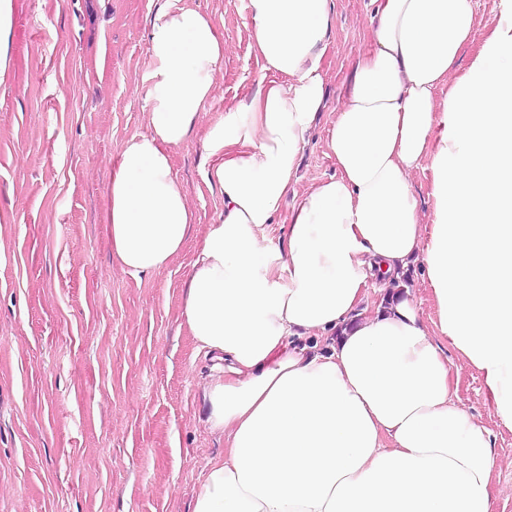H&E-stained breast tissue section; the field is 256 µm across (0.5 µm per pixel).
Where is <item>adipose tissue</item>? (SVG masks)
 <instances>
[{
	"label": "adipose tissue",
	"mask_w": 512,
	"mask_h": 512,
	"mask_svg": "<svg viewBox=\"0 0 512 512\" xmlns=\"http://www.w3.org/2000/svg\"><path fill=\"white\" fill-rule=\"evenodd\" d=\"M371 50L346 78L327 148L338 176L297 202L268 244L301 145L324 107L332 0H248L257 89L209 129L224 192L191 267L181 318L216 370L205 393L222 459L193 512H494L492 435L460 405L449 354L481 374L512 429V0L458 74L472 0H374ZM224 62L213 20L156 13L148 131L112 170V260L167 267L193 220L169 150L192 133ZM435 200L421 223L412 176ZM422 261L436 306L409 297L359 316ZM328 340L329 353L316 348Z\"/></svg>",
	"instance_id": "ef3b65f1"
}]
</instances>
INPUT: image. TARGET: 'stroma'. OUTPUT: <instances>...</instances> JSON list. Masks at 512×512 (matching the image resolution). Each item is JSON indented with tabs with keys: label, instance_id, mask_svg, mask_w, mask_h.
I'll list each match as a JSON object with an SVG mask.
<instances>
[{
	"label": "stroma",
	"instance_id": "stroma-1",
	"mask_svg": "<svg viewBox=\"0 0 512 512\" xmlns=\"http://www.w3.org/2000/svg\"><path fill=\"white\" fill-rule=\"evenodd\" d=\"M321 65L326 107L268 232L287 245L301 195L337 176L327 140L341 85L371 48V0H333ZM210 16L224 65L189 138L170 150L194 214L186 244L160 271L112 263L108 186L125 141L148 130L152 21L163 8ZM247 0H12L0 84V512H192L224 454L204 388L212 363L180 317L188 275L224 194L203 147L212 123L256 90ZM456 393L512 459L475 369L451 358Z\"/></svg>",
	"mask_w": 512,
	"mask_h": 512
}]
</instances>
